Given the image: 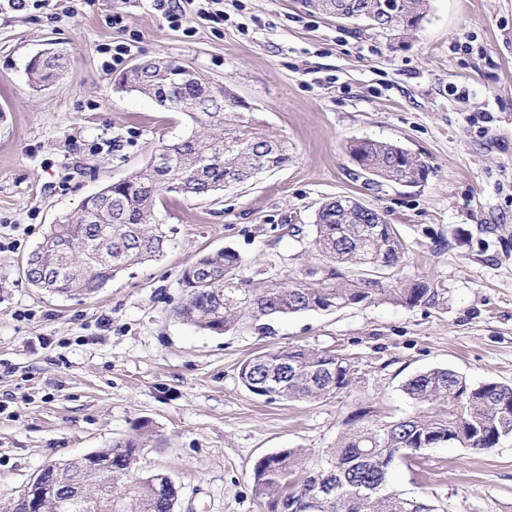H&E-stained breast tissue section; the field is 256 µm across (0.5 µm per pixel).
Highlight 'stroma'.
Masks as SVG:
<instances>
[{"instance_id":"stroma-1","label":"stroma","mask_w":512,"mask_h":512,"mask_svg":"<svg viewBox=\"0 0 512 512\" xmlns=\"http://www.w3.org/2000/svg\"><path fill=\"white\" fill-rule=\"evenodd\" d=\"M51 42L65 68L37 91L26 65ZM118 43L131 51L106 70L101 47ZM152 57L230 87L287 140L290 160L216 199L162 198L171 248L96 294L32 288L23 265L48 224L191 130L185 115L115 91L118 72ZM354 138L421 155L427 180L367 182L345 151ZM343 195L395 225L405 244L395 277L427 281L430 301L291 314L268 337L242 324L205 334L175 316L180 271L202 254L236 252L254 288L304 274L317 210ZM0 236L21 241L0 250V512L49 462L131 438L137 470L174 481L175 512H268L255 461L293 448L314 462L352 415H408L412 376L448 368L475 385L512 384V0H430L418 28L395 34L295 0H224L223 19L178 29L151 0H97L72 19L0 11ZM296 344L346 355L351 387L270 403L241 384L246 358ZM389 480L437 512H512V436L490 450L422 449Z\"/></svg>"}]
</instances>
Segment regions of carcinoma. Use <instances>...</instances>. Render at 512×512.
Wrapping results in <instances>:
<instances>
[{"instance_id":"carcinoma-1","label":"carcinoma","mask_w":512,"mask_h":512,"mask_svg":"<svg viewBox=\"0 0 512 512\" xmlns=\"http://www.w3.org/2000/svg\"><path fill=\"white\" fill-rule=\"evenodd\" d=\"M336 11L346 19L368 20L382 31H405L426 18L428 0H317L312 13ZM178 63L149 59L124 73L118 83L154 99L160 106L186 115L196 128L157 152L169 165L154 160L129 178L112 183L87 199L79 212L49 225L38 252L42 272H25L28 283L60 296L90 295L106 287L129 267L164 256L170 237L155 223V206L164 193L185 199L219 196L228 183L243 184L258 168H276L290 159L288 142L262 127L248 106L206 91L197 80L172 84ZM64 58L48 53L29 61L27 76L35 88L54 83ZM351 160L371 180L416 186L430 167L418 154L394 143L369 138L346 145ZM311 248L319 266L302 279L263 288H245L237 278L242 260L225 250L203 255L181 271L186 301L174 313L197 329L223 334L243 320L270 329V321L304 311H330L351 305L389 301L412 306L431 297L428 282L400 287L394 269L404 244L385 215L353 199L338 207L326 201L318 209ZM349 360L332 350L284 346L254 355L239 368L250 392L275 380L270 401H319L336 397L352 382ZM403 392L414 413L397 420L351 425L329 449L322 463L312 465L290 448L265 455L252 468L255 494L274 505L293 499L303 510L307 496L320 482L330 500L320 512H435L425 500H406L388 488L389 468L403 456L440 443L490 450L512 436V385L489 381L474 385L448 368H433L411 377ZM139 442L117 441L100 454L126 463L136 461ZM94 496L109 491L121 512H173L178 489L158 494L162 473L130 474L119 467L112 477L85 471L77 475Z\"/></svg>"}]
</instances>
